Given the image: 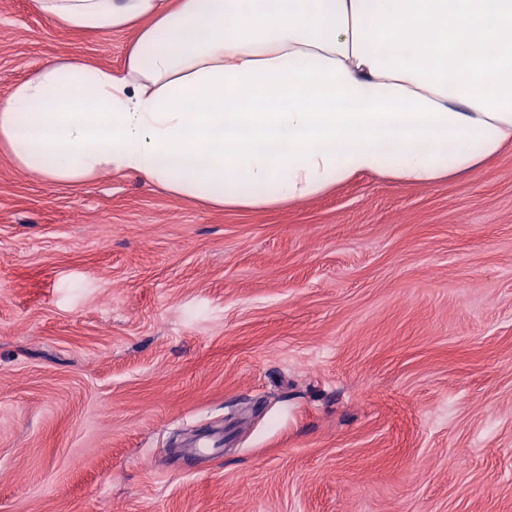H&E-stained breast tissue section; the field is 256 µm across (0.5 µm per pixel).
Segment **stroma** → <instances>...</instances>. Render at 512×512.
Wrapping results in <instances>:
<instances>
[{
	"label": "stroma",
	"instance_id": "stroma-1",
	"mask_svg": "<svg viewBox=\"0 0 512 512\" xmlns=\"http://www.w3.org/2000/svg\"><path fill=\"white\" fill-rule=\"evenodd\" d=\"M134 37L0 0V94ZM0 512H512V146L263 209L0 153ZM224 447V433L205 432L197 436L190 444V450L200 456L213 455L218 448Z\"/></svg>",
	"mask_w": 512,
	"mask_h": 512
}]
</instances>
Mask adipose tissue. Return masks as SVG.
<instances>
[{
    "label": "adipose tissue",
    "instance_id": "adipose-tissue-1",
    "mask_svg": "<svg viewBox=\"0 0 512 512\" xmlns=\"http://www.w3.org/2000/svg\"><path fill=\"white\" fill-rule=\"evenodd\" d=\"M132 29L122 75L65 56L0 96V153L61 183L130 171L271 208L356 175L470 174L512 143V0H32Z\"/></svg>",
    "mask_w": 512,
    "mask_h": 512
}]
</instances>
